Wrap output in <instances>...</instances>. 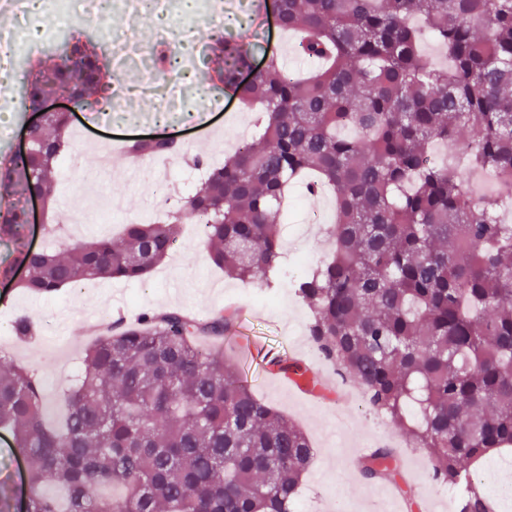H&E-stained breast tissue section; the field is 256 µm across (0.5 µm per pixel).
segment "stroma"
Listing matches in <instances>:
<instances>
[{"label":"stroma","instance_id":"stroma-1","mask_svg":"<svg viewBox=\"0 0 512 512\" xmlns=\"http://www.w3.org/2000/svg\"><path fill=\"white\" fill-rule=\"evenodd\" d=\"M95 26L102 40L108 32L134 29L139 42L147 48L158 23L153 14L132 23L122 11L110 9L104 11ZM247 27L256 34V49L276 47L289 68L309 69V61L293 51L295 37L278 33L272 0H224V19L220 22L196 11L185 14L173 30V39L177 50L189 59V66L165 75L133 67L125 71L122 79L132 87L146 80L159 87L174 84L188 105L213 123V130L204 138H197L177 114L170 116L166 126L157 127L153 119L155 99L150 95L133 96L125 111L113 113L108 119L97 112L78 113L73 122L83 128L84 136L79 140L68 138L64 162L55 172L57 187L53 198L56 212H68L72 221L51 235L45 234L43 225H29L28 246L42 245L64 257L93 237H117L125 222L158 218L166 213L170 201L181 200L186 186L200 182L193 164L195 156H205L218 164L232 155L237 142L232 133L223 129L225 116L250 128L256 115L233 94H220L197 65L214 36ZM159 133L173 137L181 148L176 176L162 183L170 191L171 200L160 197L158 187L162 184L157 183L152 169H143L135 178L127 175L119 161L111 172L100 170L98 143L114 137L130 140ZM334 202V195L311 196L301 184L291 185L287 200L291 220L282 235L285 258L264 282H242L216 269L207 244L195 235L190 220L180 226L177 250L142 282L92 280L64 289L57 296L39 298L16 288L13 278L0 276V322L25 314L45 329L44 335L29 343L0 336V346L10 348L17 360L33 368L45 391L57 399L77 378L81 353L90 340L89 324L112 319L117 309L140 314L184 308L204 317L219 310L236 311L235 329L224 340L225 356L248 370L257 395L299 424L316 449L314 463L297 498L303 512H327L328 499L333 494L339 495L348 512H366L368 500L381 493L380 487L361 473L364 462L359 452L367 442L392 449L394 458L387 480L402 495L404 512H456L440 498L441 487L430 478V457L414 447L404 431L370 408L340 403L332 395L320 405L286 395L273 378L272 360L276 357L291 362L300 355L309 365L325 363L303 341L309 311L296 295L293 281L327 259L331 244L311 234L294 235L293 228L303 224L315 210L333 216Z\"/></svg>","mask_w":512,"mask_h":512}]
</instances>
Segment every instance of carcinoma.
<instances>
[{
	"instance_id": "cac0c4a2",
	"label": "carcinoma",
	"mask_w": 512,
	"mask_h": 512,
	"mask_svg": "<svg viewBox=\"0 0 512 512\" xmlns=\"http://www.w3.org/2000/svg\"><path fill=\"white\" fill-rule=\"evenodd\" d=\"M280 27L301 33L310 75L277 50L252 80L248 43L218 36L205 75L257 104L259 147L237 146L166 220L131 223L123 244L88 242L65 258L30 251L21 199L54 196L70 125L27 128L33 153L0 167V240L22 245L18 287L50 297L98 279L140 280L177 243L186 212L212 260L242 281L282 261L288 186L312 172L336 189L334 251L295 282L308 333L367 404L406 432L452 486L457 512H492L473 466L512 446V0H275ZM441 48L443 65L423 50ZM107 56L85 30L63 38L53 64L16 71L19 108L60 95L92 112L112 92ZM468 137L462 164L429 159ZM134 149L176 153L168 138ZM475 171L498 174L477 196ZM233 314L149 311L112 324L85 351L59 420L29 367L0 348V429L31 458L24 512H291L314 460L294 422L253 393L220 344ZM379 448L362 474L388 470Z\"/></svg>"
}]
</instances>
